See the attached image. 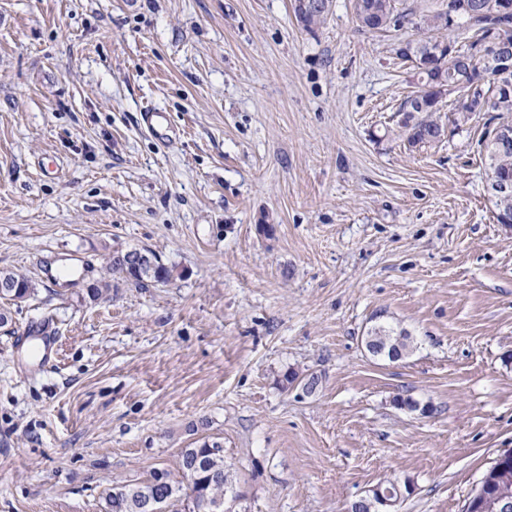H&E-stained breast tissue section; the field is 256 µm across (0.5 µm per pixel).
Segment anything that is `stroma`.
Here are the masks:
<instances>
[{
	"mask_svg": "<svg viewBox=\"0 0 512 512\" xmlns=\"http://www.w3.org/2000/svg\"><path fill=\"white\" fill-rule=\"evenodd\" d=\"M353 3L310 33L291 0H0V271L36 286L0 300V512H103L205 437L241 512H349L389 480L398 512H462L512 450V226L479 147L501 118L450 95L410 146L401 35ZM134 248L174 278L107 272ZM378 314L400 360L365 349ZM45 321L40 370L17 338ZM43 332L37 336H28L35 344L38 354L39 366L53 364L57 358L58 336L57 330L49 322L40 324ZM368 336H374L375 340L380 344V349L387 348L386 351H387V357L389 360H391V358H390L391 345H389L387 347V344L392 341L391 338L393 339V341H395L396 336L402 337L401 341H399L397 345L392 346V349H394L396 351V355H397L398 359H401L413 347V345H412L413 341L411 340V337L405 331H400L397 333V332H395L394 328H392L386 324H382V323L376 324L375 326H373L371 328V330H369L367 332V335L365 337L367 338ZM366 338H365V340H366Z\"/></svg>",
	"mask_w": 512,
	"mask_h": 512,
	"instance_id": "1",
	"label": "stroma"
}]
</instances>
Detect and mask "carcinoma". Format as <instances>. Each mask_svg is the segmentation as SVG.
Here are the masks:
<instances>
[{"label": "carcinoma", "mask_w": 512, "mask_h": 512, "mask_svg": "<svg viewBox=\"0 0 512 512\" xmlns=\"http://www.w3.org/2000/svg\"><path fill=\"white\" fill-rule=\"evenodd\" d=\"M325 7L316 14L296 15L303 29L312 32L325 23L331 11L332 0H322ZM397 0H359L354 4L358 26L364 30L378 32L401 31L410 22L408 15H418L413 23L416 35L406 37V47L396 49V54L412 64L418 76L419 90L407 97L399 110L416 113L414 125L406 130L407 141L413 146H424L441 136L442 128L433 119L440 111V103L447 87L453 85L458 94L456 111L462 115L474 112L467 103L471 96L483 98L489 112L512 114V95L502 92L501 84L512 85V69L504 64L500 54L491 50L485 54L475 51L479 45L504 43L512 47V30L501 31L489 25V19L497 11L498 0H447V8L432 9L418 5L409 12L396 7ZM466 3L469 11L459 14L466 21L472 34L464 37L463 43L454 38L450 41L429 37L432 32L449 30L445 20L448 8ZM454 44L457 57H448V43ZM490 174L499 179L512 180V137L503 141L487 138L481 143ZM151 275H143L137 269L125 268L111 262L112 269L122 273L134 284L144 286L148 282H168L174 278V269L152 255ZM12 287L0 291V298L22 301L35 293V285L26 276L14 271L3 272ZM380 344H387L396 336L401 341L392 346L401 358L412 348L413 341L404 331L395 332L386 324H377L367 332ZM239 491L237 483L224 464V448L218 441L204 440L181 450L176 470L166 468L154 470L141 481H134L114 488L105 499L104 512H145L148 505L156 512H188L196 507L199 512H210L214 506L224 509V497ZM512 500V467L493 477L481 503V512H498V502Z\"/></svg>", "instance_id": "obj_1"}]
</instances>
